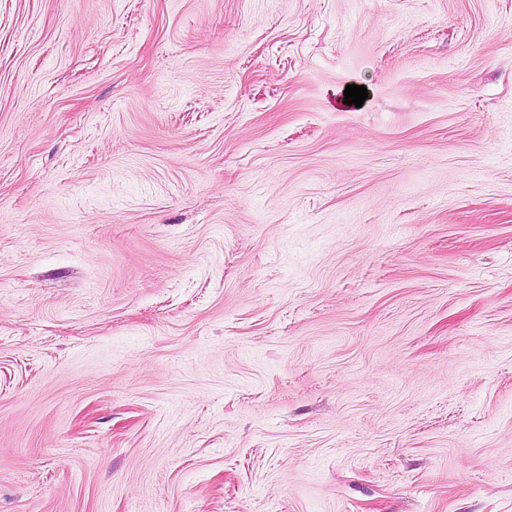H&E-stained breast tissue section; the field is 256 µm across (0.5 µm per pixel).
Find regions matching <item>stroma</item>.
<instances>
[{"mask_svg":"<svg viewBox=\"0 0 512 512\" xmlns=\"http://www.w3.org/2000/svg\"><path fill=\"white\" fill-rule=\"evenodd\" d=\"M0 512H512V0H0Z\"/></svg>","mask_w":512,"mask_h":512,"instance_id":"35a3bbf8","label":"stroma"}]
</instances>
